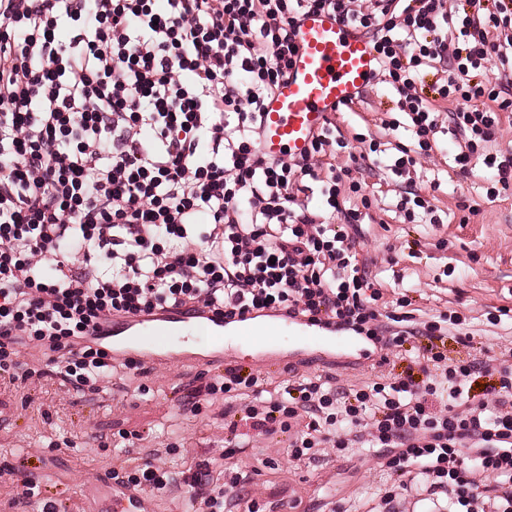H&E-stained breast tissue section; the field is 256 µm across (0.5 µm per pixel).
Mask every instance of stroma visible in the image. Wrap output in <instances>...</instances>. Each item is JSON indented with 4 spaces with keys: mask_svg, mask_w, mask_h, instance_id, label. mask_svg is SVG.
I'll use <instances>...</instances> for the list:
<instances>
[{
    "mask_svg": "<svg viewBox=\"0 0 512 512\" xmlns=\"http://www.w3.org/2000/svg\"><path fill=\"white\" fill-rule=\"evenodd\" d=\"M395 106L394 91L374 84L353 110L333 115L337 132L348 141L336 152V167H352L363 151L355 139L359 133L411 143L410 131L384 126ZM463 143V136L439 135L431 155L400 178L367 166L355 174L372 200L370 218L361 226L359 262L366 264L384 302L410 300L418 320L451 311L466 316L469 343H458L452 332L444 338V349L455 360L512 347V317L495 324L488 319L497 309L512 310V188L488 201L484 188L490 172L477 157L468 174L450 171L448 161ZM407 189L429 199L438 223H410L393 212L399 192ZM466 205L475 215L464 216ZM379 356L371 341L358 336L312 345L293 331L266 351L228 336L223 363L201 371L214 378L225 365H239L280 390L296 373L329 375L349 390L376 380ZM197 371L172 360L150 366L144 375L104 379L99 393L85 397L67 392L55 379H0V512H42L49 504L56 512H113V501L121 496L113 467L126 455L146 453L155 454L175 482L163 493L140 492V512H193L191 490L182 478L202 464L217 480L228 470L241 474L249 497L301 498L304 512H329L331 501L345 512H370L378 504L384 477L375 458L361 448L340 458L298 462L288 457V436L280 433L225 457L223 403L203 405L195 414L182 409ZM130 434L139 437L131 449L125 442ZM29 472L38 486L21 504L16 476Z\"/></svg>",
    "mask_w": 512,
    "mask_h": 512,
    "instance_id": "stroma-1",
    "label": "stroma"
}]
</instances>
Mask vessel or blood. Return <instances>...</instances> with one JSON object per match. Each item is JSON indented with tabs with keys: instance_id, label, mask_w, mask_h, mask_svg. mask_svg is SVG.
I'll list each match as a JSON object with an SVG mask.
<instances>
[{
	"instance_id": "b4317fda",
	"label": "vessel or blood",
	"mask_w": 512,
	"mask_h": 512,
	"mask_svg": "<svg viewBox=\"0 0 512 512\" xmlns=\"http://www.w3.org/2000/svg\"><path fill=\"white\" fill-rule=\"evenodd\" d=\"M295 43L288 77L265 104L259 148L269 158L302 153L326 118L348 106L376 68L370 42L327 13L305 15L296 29ZM291 324L288 318L266 325L246 320L239 323L236 333L264 346ZM112 332L126 352L136 355L155 350L158 337L182 332H203L222 343L224 323L170 313L147 323L118 325Z\"/></svg>"
}]
</instances>
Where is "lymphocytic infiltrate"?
I'll list each match as a JSON object with an SVG mask.
<instances>
[{"mask_svg":"<svg viewBox=\"0 0 512 512\" xmlns=\"http://www.w3.org/2000/svg\"><path fill=\"white\" fill-rule=\"evenodd\" d=\"M492 2L370 0L363 11L355 0H0V376L32 346L46 374L96 391L116 369L144 367L114 359L103 342L112 322L166 311L228 323L279 313L392 354L424 337L401 373L352 393L305 377L283 394L228 365L219 380L197 375L183 406L197 413L248 389L251 399L224 408L230 433H290L296 461L372 448L391 481L384 510L412 492L442 512H512V348L454 361L434 341L453 328L466 343L465 317L420 322L404 299L383 307L357 262L371 203L342 208V191L361 185L328 162L334 129L322 126L298 156L259 150L295 29L304 14L328 12L370 40L378 76L398 95L391 125L412 132L410 147L370 140L366 159L400 176L432 151L438 117L416 87L431 74L457 104L451 122L466 142L456 167L483 153L495 200L512 188V157L486 145L512 98L487 72L494 59L512 69V0ZM324 210L343 223L321 221ZM484 374L497 383L473 394ZM119 468L130 489L172 483L151 457ZM183 481L195 512H224L240 478L218 484L201 467Z\"/></svg>","mask_w":512,"mask_h":512,"instance_id":"f902f5d3","label":"lymphocytic infiltrate"}]
</instances>
